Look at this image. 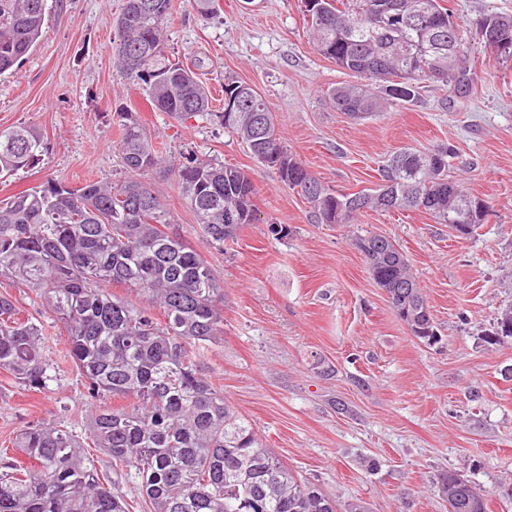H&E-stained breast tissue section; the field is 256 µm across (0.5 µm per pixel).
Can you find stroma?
<instances>
[{
	"label": "stroma",
	"instance_id": "stroma-1",
	"mask_svg": "<svg viewBox=\"0 0 512 512\" xmlns=\"http://www.w3.org/2000/svg\"><path fill=\"white\" fill-rule=\"evenodd\" d=\"M125 0H57L37 47L0 76V128L20 123L46 144L42 162L0 178V200L55 181L125 176L116 108L135 113L171 156L191 152L253 176L258 219L226 253L205 248L174 177L153 176L182 239L202 250L224 289V326L199 369L298 479L369 512H448L438 478L454 470L485 488L491 512H512L497 488L512 477V343L487 342L500 305L512 303V61L475 45L471 93L425 84L411 103L382 100L356 119L333 108L329 89L359 83L313 47L301 0H218L201 17L176 0L171 53L205 62L213 109L224 76L250 84L277 118L282 141L330 188L372 189L395 151L452 144L449 178L492 210L463 236L417 210L368 211L352 224L317 221L306 200L212 123L157 112L116 69L114 22ZM285 224L290 235L271 234ZM394 240L424 289L441 339L417 341L371 279L356 235ZM0 294L48 325L43 352L56 379L33 392L0 372V446L23 427L61 423L88 436L96 404L67 357L55 318L31 290Z\"/></svg>",
	"mask_w": 512,
	"mask_h": 512
}]
</instances>
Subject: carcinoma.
<instances>
[{
    "label": "carcinoma",
    "mask_w": 512,
    "mask_h": 512,
    "mask_svg": "<svg viewBox=\"0 0 512 512\" xmlns=\"http://www.w3.org/2000/svg\"><path fill=\"white\" fill-rule=\"evenodd\" d=\"M322 0L308 14L316 50L340 69L382 84L384 94L411 103L420 84L433 81L465 95L471 69L448 58L467 57L468 38L487 43L489 26H503V44L490 45L512 60V16L490 13L465 35L441 0ZM173 0H126L117 22L113 57L151 107L184 124L217 121L278 170L323 224H350L368 210H418L437 224H467L473 234L487 223L490 206L448 179L454 146L405 148L379 169L371 191L339 193L326 187L290 154L273 113L249 84L224 76L222 112L211 109L207 88L191 65L167 47ZM48 0H0V75L12 71L38 45ZM336 109L354 117L379 110L366 86L344 84L328 94ZM118 149L129 178L89 180L71 188L59 182L0 201V277L31 288L66 333L67 352L93 397L129 400L102 407L91 421L92 444L112 459V470L134 471L150 512H367L356 499L341 503L312 482L298 480L265 447L251 423L224 401L223 392L198 369L195 351L224 325L223 289L204 255L169 231L170 212L145 176L170 174L198 224L203 243L218 252L257 219L254 178L235 166L187 155L163 156L144 126L117 113ZM45 142L25 125L0 128V177L39 163ZM369 272L411 335L439 340L423 289L397 244L382 235L354 239ZM121 286L141 296L136 306L110 294ZM43 325L0 296V370L30 390H44L54 375L39 346ZM512 340V304L502 308L489 343ZM0 475V512H130L126 495L100 478L82 456L73 430L50 423L21 430ZM448 470L439 477L458 512H488V492Z\"/></svg>",
    "instance_id": "obj_1"
}]
</instances>
